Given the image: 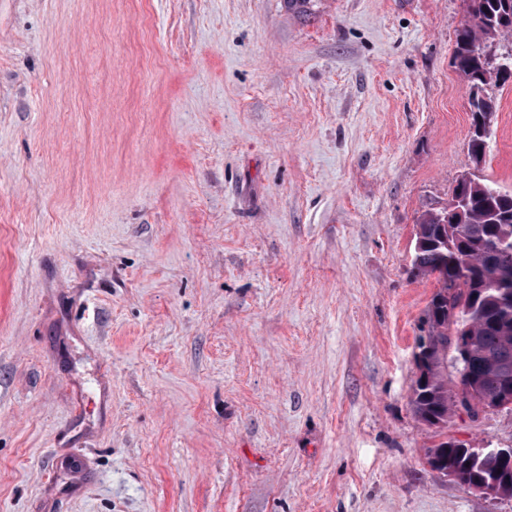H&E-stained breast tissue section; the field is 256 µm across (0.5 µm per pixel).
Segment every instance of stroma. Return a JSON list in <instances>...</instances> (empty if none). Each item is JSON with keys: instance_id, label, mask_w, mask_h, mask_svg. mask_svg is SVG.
Masks as SVG:
<instances>
[{"instance_id": "1", "label": "stroma", "mask_w": 512, "mask_h": 512, "mask_svg": "<svg viewBox=\"0 0 512 512\" xmlns=\"http://www.w3.org/2000/svg\"><path fill=\"white\" fill-rule=\"evenodd\" d=\"M466 0H0V512H512L410 406ZM482 173L512 189V82Z\"/></svg>"}]
</instances>
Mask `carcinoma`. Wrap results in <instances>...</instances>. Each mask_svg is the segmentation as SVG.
Returning <instances> with one entry per match:
<instances>
[{
	"instance_id": "cac0c4a2",
	"label": "carcinoma",
	"mask_w": 512,
	"mask_h": 512,
	"mask_svg": "<svg viewBox=\"0 0 512 512\" xmlns=\"http://www.w3.org/2000/svg\"><path fill=\"white\" fill-rule=\"evenodd\" d=\"M470 20L457 30L455 67L471 90L469 151L474 171L457 182L448 206L417 221L413 273L435 277L438 288L421 318L417 374L410 387L413 413L430 426L456 412L455 387L464 383L474 400L496 398L512 388V293L495 281L500 267L512 276V190L485 179L496 98L486 87L512 78V53L501 69L490 68L483 46L512 39V0H468ZM454 378H448V369ZM433 470H460L459 485L493 480L512 498V462L500 454L446 439L427 451Z\"/></svg>"
}]
</instances>
